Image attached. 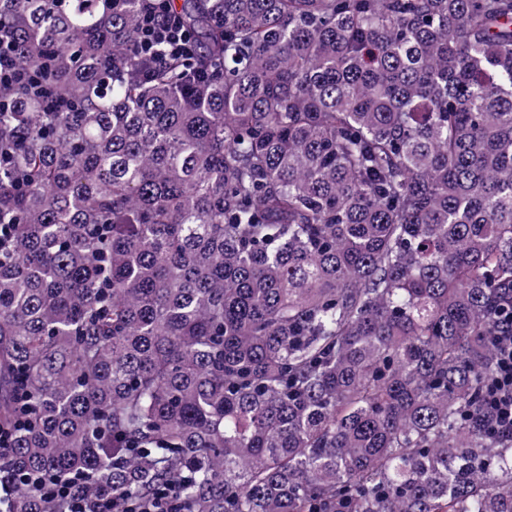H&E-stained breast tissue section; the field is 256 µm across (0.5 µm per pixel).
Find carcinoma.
<instances>
[{
  "label": "carcinoma",
  "instance_id": "obj_1",
  "mask_svg": "<svg viewBox=\"0 0 512 512\" xmlns=\"http://www.w3.org/2000/svg\"><path fill=\"white\" fill-rule=\"evenodd\" d=\"M0 0V475L116 512H512V0ZM39 486L0 512H67ZM137 20V54L156 59L159 49L170 55L191 58L195 43L182 20L171 8L169 0H149ZM34 71L19 65L12 37L0 29V87H24L37 90L34 85ZM497 356V377L488 387L487 400L492 409V432L512 436V333L491 337Z\"/></svg>",
  "mask_w": 512,
  "mask_h": 512
}]
</instances>
